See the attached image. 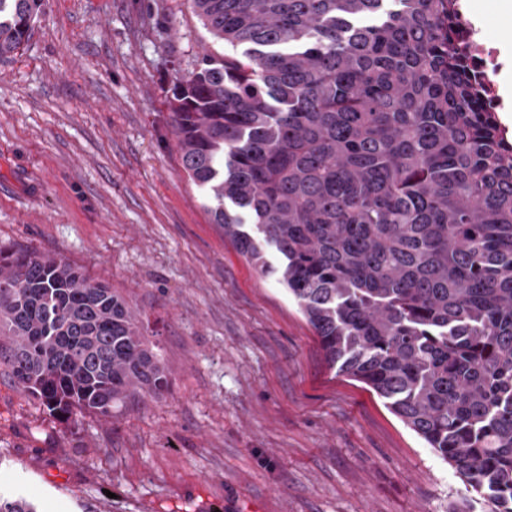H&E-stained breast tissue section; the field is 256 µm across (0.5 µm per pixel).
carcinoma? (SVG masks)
<instances>
[{"label":"carcinoma","mask_w":512,"mask_h":512,"mask_svg":"<svg viewBox=\"0 0 512 512\" xmlns=\"http://www.w3.org/2000/svg\"><path fill=\"white\" fill-rule=\"evenodd\" d=\"M42 2L0 0V61ZM453 2L191 0L243 51L205 56L169 107L212 223L330 365L512 512V142L451 44ZM0 336V365L60 419L168 387L122 295L62 258L0 251Z\"/></svg>","instance_id":"carcinoma-1"}]
</instances>
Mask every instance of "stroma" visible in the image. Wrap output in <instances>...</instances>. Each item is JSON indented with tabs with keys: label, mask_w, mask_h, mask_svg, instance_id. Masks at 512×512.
<instances>
[{
	"label": "stroma",
	"mask_w": 512,
	"mask_h": 512,
	"mask_svg": "<svg viewBox=\"0 0 512 512\" xmlns=\"http://www.w3.org/2000/svg\"><path fill=\"white\" fill-rule=\"evenodd\" d=\"M230 51L189 0H44L0 61V249L119 291L169 382L65 423L0 372V494L38 512H489L211 223L169 98Z\"/></svg>",
	"instance_id": "35a3bbf8"
}]
</instances>
